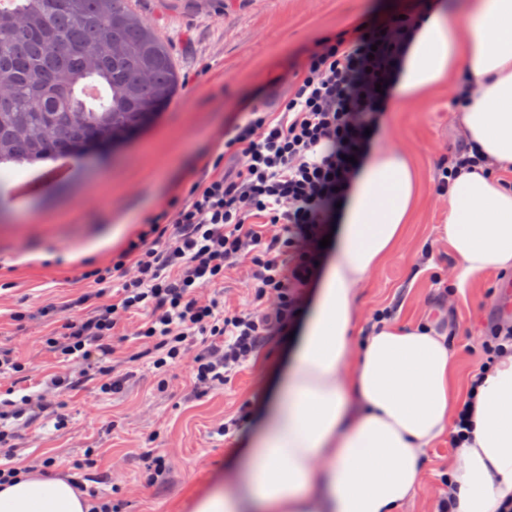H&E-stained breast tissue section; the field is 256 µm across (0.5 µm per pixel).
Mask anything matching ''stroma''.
<instances>
[{
  "label": "stroma",
  "mask_w": 512,
  "mask_h": 512,
  "mask_svg": "<svg viewBox=\"0 0 512 512\" xmlns=\"http://www.w3.org/2000/svg\"><path fill=\"white\" fill-rule=\"evenodd\" d=\"M150 16L165 41L181 78V88L155 119L110 153L74 159L64 180L18 198L19 184L41 178L21 166L0 174V346L13 344L16 331L39 338L53 327L46 307H58L83 291L85 263L105 265L116 254L106 239L119 224H142L149 215L184 196L212 154L221 151L224 133L253 103L274 109L282 87L268 88L278 75H292L315 43L354 25L359 19L400 10L405 0H134ZM461 133L447 94L424 105L391 102L376 148L409 147L420 169L423 198L420 221L412 225L398 252L368 276L358 296V318L396 304L397 320L429 325L453 324L456 375L467 385L477 368L486 327L494 314L499 287L512 272L488 279L485 287L459 285L457 263L440 234L446 212L433 200L437 151L455 145ZM95 200H88V192ZM433 255L425 267L417 260L424 247ZM447 271L448 289L440 291L433 272ZM27 310L15 325L14 310ZM297 338L275 336L242 366L231 383L194 398L186 394L180 370L170 374L173 389L156 390L148 365L135 368L122 388L100 397L98 375L86 369L76 388L55 413L32 418L20 441L23 454H50L60 472L101 452L93 472L97 489L125 501L127 512H190L196 490L224 477L248 447L266 408V392L285 369ZM56 365L47 351L33 352L25 373L0 380V392L16 395L41 390L43 377ZM96 401V418L84 406ZM251 415L232 434L219 435L213 423L244 406ZM68 426L56 430L57 418ZM155 443H146L150 433ZM170 458L172 471L149 483L139 454L142 447ZM454 452L442 438L423 460L420 486L404 512H436L441 478Z\"/></svg>",
  "instance_id": "obj_1"
}]
</instances>
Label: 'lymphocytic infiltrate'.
<instances>
[{"instance_id":"lymphocytic-infiltrate-1","label":"lymphocytic infiltrate","mask_w":512,"mask_h":512,"mask_svg":"<svg viewBox=\"0 0 512 512\" xmlns=\"http://www.w3.org/2000/svg\"><path fill=\"white\" fill-rule=\"evenodd\" d=\"M407 3L403 15L368 16L321 38L276 111L247 112L172 211L144 224L111 266L84 272L90 289L70 305L89 314L62 317L36 341L53 351L56 369L18 408L0 409V486L30 473L51 477L56 457H20L19 429L8 420L28 408L50 410L74 387L77 370L96 367L109 394L126 380V364L148 356L159 392L168 391L167 373L179 367L200 395L231 382L265 340L296 325L327 254L319 242L332 233L377 139L416 27L435 9V0ZM481 163L468 140L441 149L438 205L447 206L461 171ZM239 269L248 276V299L229 308L215 288ZM140 312L146 320L132 322ZM120 325L142 345L141 355L119 354L112 334Z\"/></svg>"}]
</instances>
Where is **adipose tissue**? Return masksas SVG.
<instances>
[{
    "label": "adipose tissue",
    "instance_id": "obj_1",
    "mask_svg": "<svg viewBox=\"0 0 512 512\" xmlns=\"http://www.w3.org/2000/svg\"><path fill=\"white\" fill-rule=\"evenodd\" d=\"M470 22L434 12L404 59L397 93L425 102L460 73L473 79L457 115L486 163L448 190L444 237L460 281L512 271V0H470ZM422 188L410 152L376 150L342 211L338 256L324 278L285 383L254 432L229 491L194 494L192 512H400L430 448L453 428L458 352L423 323L383 321L355 340L359 290L413 224ZM451 512L512 503V352L475 392L448 461ZM0 512H87L67 481L33 476L0 489Z\"/></svg>",
    "mask_w": 512,
    "mask_h": 512
}]
</instances>
